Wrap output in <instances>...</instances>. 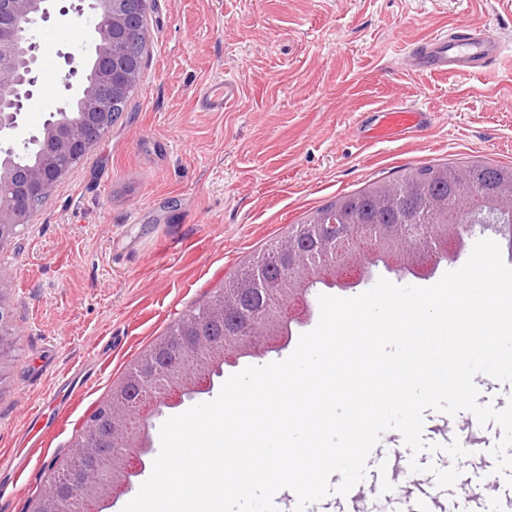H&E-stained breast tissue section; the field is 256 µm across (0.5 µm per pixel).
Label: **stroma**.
Here are the masks:
<instances>
[{
    "mask_svg": "<svg viewBox=\"0 0 512 512\" xmlns=\"http://www.w3.org/2000/svg\"><path fill=\"white\" fill-rule=\"evenodd\" d=\"M464 21L501 38L487 73L395 67L412 43ZM147 31L125 112L0 247L16 341L0 368V458L29 443L33 412L51 411L62 381L88 380L41 453L19 469L0 466V512H33L133 362L291 225L423 165L512 164V0H155ZM61 63L42 65L38 101L17 139L57 107ZM227 75L241 86L238 103L204 110L201 90ZM400 101L431 112L428 131L365 141L369 110ZM313 328H294L295 339ZM295 339L230 361L215 387L246 367L285 360ZM422 436L430 448L415 455L398 431L382 435L380 469L392 479L379 486L371 469L358 484L374 512H393L402 490L445 498L412 472L414 459L458 469L452 491L481 512H512L494 487L496 424L430 409ZM455 441L464 457L446 452Z\"/></svg>",
    "mask_w": 512,
    "mask_h": 512,
    "instance_id": "1",
    "label": "stroma"
}]
</instances>
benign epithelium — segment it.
I'll use <instances>...</instances> for the list:
<instances>
[{
  "mask_svg": "<svg viewBox=\"0 0 512 512\" xmlns=\"http://www.w3.org/2000/svg\"><path fill=\"white\" fill-rule=\"evenodd\" d=\"M153 0H78L60 10L82 18L90 12L106 19V24L94 29L91 61L71 52L64 54V66L58 75L63 90L59 106L37 133L23 140V146H35L30 162L23 168L14 162L17 153L15 133L20 117L29 110L38 95L40 71L39 46L34 31L50 18V0H0V247L17 234V228L30 223L43 205L53 186L59 182L111 127L116 100L138 85L140 70L124 62L119 45L136 26L146 22ZM445 228L447 244L458 243L461 236L452 225L422 224H308L301 233L319 245L322 254L331 257L326 268L338 273L337 280L355 287L352 264L359 258L369 259L373 253L384 257L387 271L402 274L413 271L409 262L394 260L388 244L396 240L415 250L426 249L431 232ZM255 267L248 288L270 294L274 286ZM291 288L288 294L305 297L320 279L315 267L299 260L288 270ZM6 274L0 271V366L8 361L16 344L12 332V309L7 288L1 285ZM287 303L280 298L267 300L256 318L249 336L229 334L220 341L208 336L197 338L190 354L172 353L167 366L159 372H142L138 377L139 394L132 402L116 405L107 401L88 421L79 447L94 448L92 428L98 417L122 415L128 420L145 421L162 415L169 402L192 395L199 386H188L197 371L195 355L204 354L208 363L217 362L229 350L244 348L255 338L281 332L291 322ZM142 451L136 442L112 439L107 452L98 455L89 473L73 480L66 491L49 484L38 498L33 512H70L67 498L105 499L119 480L125 488L132 487L133 478L145 469Z\"/></svg>",
  "mask_w": 512,
  "mask_h": 512,
  "instance_id": "obj_1",
  "label": "benign epithelium"
}]
</instances>
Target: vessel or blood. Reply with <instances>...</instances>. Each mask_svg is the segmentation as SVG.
<instances>
[{"mask_svg":"<svg viewBox=\"0 0 512 512\" xmlns=\"http://www.w3.org/2000/svg\"><path fill=\"white\" fill-rule=\"evenodd\" d=\"M498 35L481 25L458 24L451 34L436 33L408 50L401 60L404 70H429L454 76L486 73L500 56ZM235 79L211 83L202 93L203 107L213 112L230 108L239 98ZM376 119L366 137L370 140L416 137L431 124L425 109L407 104L391 103L375 108Z\"/></svg>","mask_w":512,"mask_h":512,"instance_id":"1","label":"vessel or blood"}]
</instances>
